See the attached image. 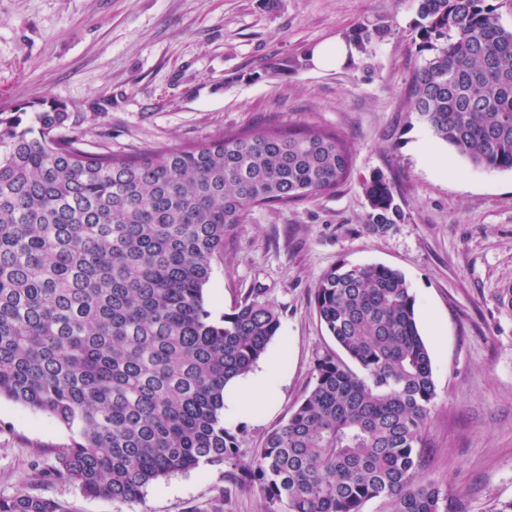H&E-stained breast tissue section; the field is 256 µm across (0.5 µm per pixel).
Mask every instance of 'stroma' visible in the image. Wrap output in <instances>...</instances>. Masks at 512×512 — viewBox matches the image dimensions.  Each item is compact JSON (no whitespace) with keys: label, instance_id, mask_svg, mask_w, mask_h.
Wrapping results in <instances>:
<instances>
[{"label":"stroma","instance_id":"obj_1","mask_svg":"<svg viewBox=\"0 0 512 512\" xmlns=\"http://www.w3.org/2000/svg\"><path fill=\"white\" fill-rule=\"evenodd\" d=\"M418 0H0V112L31 123L42 102L84 116L90 147L131 155L227 130L317 125L353 154L335 191L253 207L215 264L204 299L221 321L247 296L269 301L281 327L267 354L282 376L262 417L227 422L241 458L287 420L337 346L313 305L339 262L400 270L416 300L437 398L423 475L463 512L512 501V171L474 167L437 142L403 91L419 49ZM388 31L342 67L314 68L316 44L361 25ZM380 172L402 216L366 227L363 183ZM70 432L48 414L0 400V496L38 494L67 512H266L254 488L201 467L149 484L129 504L56 480Z\"/></svg>","mask_w":512,"mask_h":512}]
</instances>
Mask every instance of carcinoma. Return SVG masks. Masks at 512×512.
<instances>
[{"mask_svg":"<svg viewBox=\"0 0 512 512\" xmlns=\"http://www.w3.org/2000/svg\"><path fill=\"white\" fill-rule=\"evenodd\" d=\"M419 57L404 95L439 142L476 167L512 171V28L486 0H419ZM384 27L358 26L360 51ZM22 126L0 112V398L72 432L53 475L89 497L141 500L148 484L232 466L267 512H454L420 475L437 397L405 276L342 261L316 285L320 321L348 356L254 457L224 427V385L248 373L280 319L259 298L216 323L204 287L250 208L334 191L352 155L336 131H220L135 155L93 151L60 105ZM367 229L401 217L391 183H363ZM0 512H65L0 497Z\"/></svg>","mask_w":512,"mask_h":512,"instance_id":"1","label":"carcinoma"}]
</instances>
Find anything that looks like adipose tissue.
<instances>
[{
	"instance_id": "adipose-tissue-1",
	"label": "adipose tissue",
	"mask_w": 512,
	"mask_h": 512,
	"mask_svg": "<svg viewBox=\"0 0 512 512\" xmlns=\"http://www.w3.org/2000/svg\"><path fill=\"white\" fill-rule=\"evenodd\" d=\"M280 379L276 360L264 362L244 378L235 380L224 389V418L231 421L243 414L256 412L272 398Z\"/></svg>"
}]
</instances>
